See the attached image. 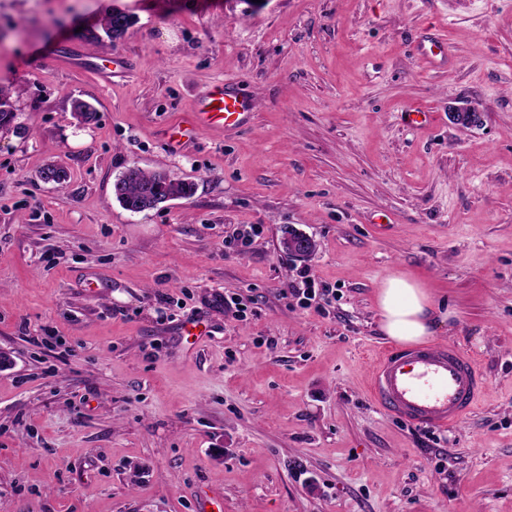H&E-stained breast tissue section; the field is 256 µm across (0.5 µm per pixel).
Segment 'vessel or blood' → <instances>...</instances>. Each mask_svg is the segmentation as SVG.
Listing matches in <instances>:
<instances>
[{
    "label": "vessel or blood",
    "instance_id": "b4317fda",
    "mask_svg": "<svg viewBox=\"0 0 512 512\" xmlns=\"http://www.w3.org/2000/svg\"><path fill=\"white\" fill-rule=\"evenodd\" d=\"M416 50L429 64L448 60V39L435 34ZM253 110L252 98L239 86L218 83L197 99L189 121L172 128L174 147L202 132L242 127ZM485 386L476 357L452 344L401 350L381 349L369 366L373 399L406 424L446 427L466 417Z\"/></svg>",
    "mask_w": 512,
    "mask_h": 512
}]
</instances>
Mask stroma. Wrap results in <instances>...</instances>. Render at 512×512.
Returning <instances> with one entry per match:
<instances>
[{
    "mask_svg": "<svg viewBox=\"0 0 512 512\" xmlns=\"http://www.w3.org/2000/svg\"><path fill=\"white\" fill-rule=\"evenodd\" d=\"M218 81L249 125L170 147ZM0 89V512H512V0H0ZM132 164L195 192L130 213ZM302 267L326 309L291 295ZM392 275L479 361L457 425L370 399ZM131 16L122 12L112 13L107 16L103 23L102 28L109 40L115 42L126 34L128 29L133 25ZM425 42L430 43V46L427 47ZM432 47L438 49V52H434ZM416 50L431 65L442 64L448 61V39L442 34H433L432 37H428V40L419 42Z\"/></svg>",
    "mask_w": 512,
    "mask_h": 512,
    "instance_id": "stroma-1",
    "label": "stroma"
}]
</instances>
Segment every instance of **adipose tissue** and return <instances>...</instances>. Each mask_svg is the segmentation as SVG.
Segmentation results:
<instances>
[{"label": "adipose tissue", "mask_w": 512, "mask_h": 512, "mask_svg": "<svg viewBox=\"0 0 512 512\" xmlns=\"http://www.w3.org/2000/svg\"><path fill=\"white\" fill-rule=\"evenodd\" d=\"M378 306L382 331L397 343H419L431 336L432 302L418 285L395 275L387 277L379 291Z\"/></svg>", "instance_id": "ef3b65f1"}]
</instances>
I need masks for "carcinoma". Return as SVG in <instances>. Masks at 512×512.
<instances>
[{
	"label": "carcinoma",
	"mask_w": 512,
	"mask_h": 512,
	"mask_svg": "<svg viewBox=\"0 0 512 512\" xmlns=\"http://www.w3.org/2000/svg\"><path fill=\"white\" fill-rule=\"evenodd\" d=\"M133 25L131 16L116 12L107 16L102 28L107 38L113 42L123 38ZM72 115L80 126H93L99 119L94 105L76 100L72 105ZM16 114L0 90V130L12 127ZM113 192L118 202L133 214L153 210L159 205L174 199L189 198L194 193V184L174 179L164 171H147L136 165H129L116 178Z\"/></svg>",
	"instance_id": "cac0c4a2"
}]
</instances>
